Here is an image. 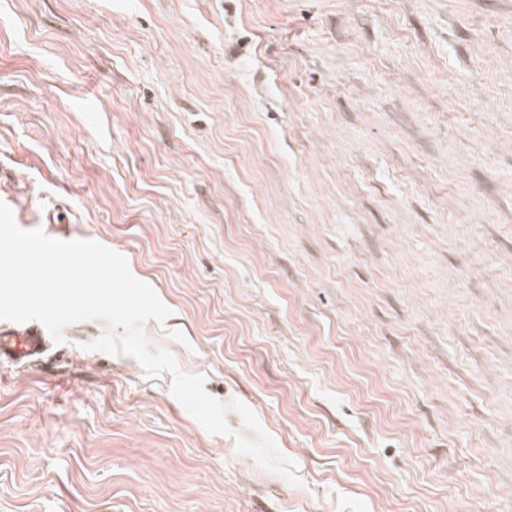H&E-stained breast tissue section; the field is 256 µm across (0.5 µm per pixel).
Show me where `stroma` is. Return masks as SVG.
Here are the masks:
<instances>
[{"label":"stroma","mask_w":512,"mask_h":512,"mask_svg":"<svg viewBox=\"0 0 512 512\" xmlns=\"http://www.w3.org/2000/svg\"><path fill=\"white\" fill-rule=\"evenodd\" d=\"M0 202L300 478L90 320L0 364V512H512V0H0Z\"/></svg>","instance_id":"1"}]
</instances>
